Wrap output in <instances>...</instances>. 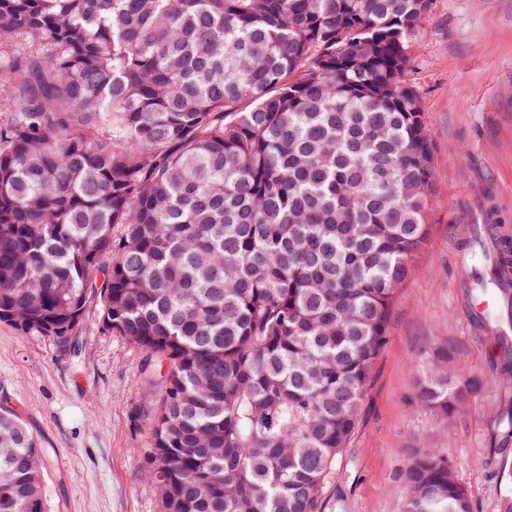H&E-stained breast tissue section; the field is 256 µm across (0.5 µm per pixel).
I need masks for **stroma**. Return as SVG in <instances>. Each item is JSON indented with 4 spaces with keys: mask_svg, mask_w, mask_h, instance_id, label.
<instances>
[{
    "mask_svg": "<svg viewBox=\"0 0 512 512\" xmlns=\"http://www.w3.org/2000/svg\"><path fill=\"white\" fill-rule=\"evenodd\" d=\"M405 80L420 92L433 143L429 235L393 307L351 445L325 486L326 512H401L405 470L423 448L448 453L474 512H497L490 437L500 403L512 400V375L498 369L499 339L469 312L460 224L480 223L489 206L512 226V0H433ZM434 343L451 349L459 374L488 382L445 420L415 399L412 364ZM141 357L93 313L74 355L0 322V406L46 452L47 512H160L143 490L150 430L134 419Z\"/></svg>",
    "mask_w": 512,
    "mask_h": 512,
    "instance_id": "obj_1",
    "label": "stroma"
}]
</instances>
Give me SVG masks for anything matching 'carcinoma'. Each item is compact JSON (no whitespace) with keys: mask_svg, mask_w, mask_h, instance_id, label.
Listing matches in <instances>:
<instances>
[{"mask_svg":"<svg viewBox=\"0 0 512 512\" xmlns=\"http://www.w3.org/2000/svg\"><path fill=\"white\" fill-rule=\"evenodd\" d=\"M433 0H0V321L142 352L144 485L161 512H324L410 259L433 146L410 44ZM38 45L19 50L16 37ZM467 292L512 326V239L474 238ZM417 403L483 379L426 354ZM490 445L512 512V401ZM45 453L0 407V512H46ZM402 512H473L423 448Z\"/></svg>","mask_w":512,"mask_h":512,"instance_id":"1","label":"carcinoma"}]
</instances>
